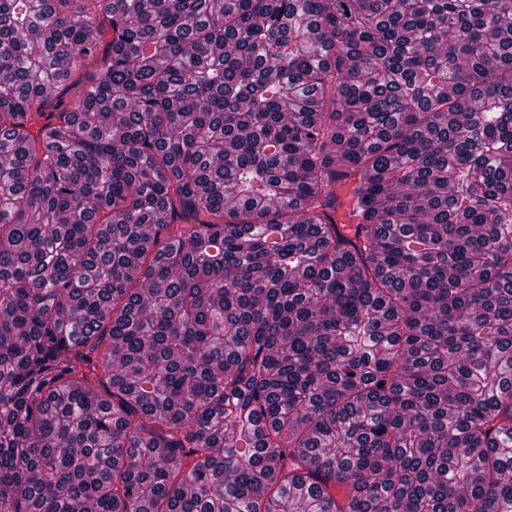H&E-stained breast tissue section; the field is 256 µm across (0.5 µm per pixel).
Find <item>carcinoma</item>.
<instances>
[{"mask_svg": "<svg viewBox=\"0 0 512 512\" xmlns=\"http://www.w3.org/2000/svg\"><path fill=\"white\" fill-rule=\"evenodd\" d=\"M0 512H512V0H0Z\"/></svg>", "mask_w": 512, "mask_h": 512, "instance_id": "obj_1", "label": "carcinoma"}]
</instances>
